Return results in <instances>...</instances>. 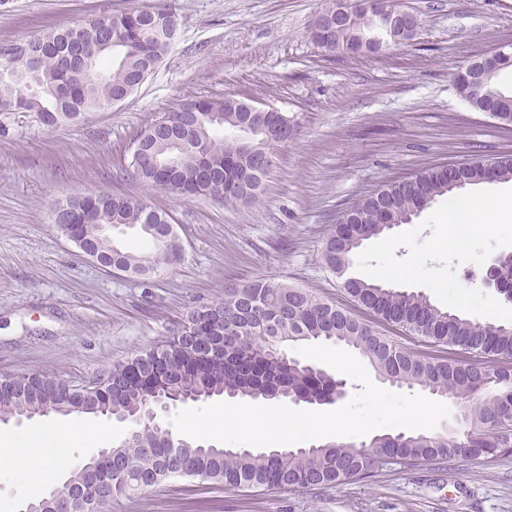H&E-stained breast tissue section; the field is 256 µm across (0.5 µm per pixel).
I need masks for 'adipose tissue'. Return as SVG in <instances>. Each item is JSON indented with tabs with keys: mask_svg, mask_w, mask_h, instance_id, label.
I'll list each match as a JSON object with an SVG mask.
<instances>
[{
	"mask_svg": "<svg viewBox=\"0 0 512 512\" xmlns=\"http://www.w3.org/2000/svg\"><path fill=\"white\" fill-rule=\"evenodd\" d=\"M0 476L20 470H37L40 477L51 480L68 460L65 441L56 428L37 426L21 436L1 435Z\"/></svg>",
	"mask_w": 512,
	"mask_h": 512,
	"instance_id": "1",
	"label": "adipose tissue"
}]
</instances>
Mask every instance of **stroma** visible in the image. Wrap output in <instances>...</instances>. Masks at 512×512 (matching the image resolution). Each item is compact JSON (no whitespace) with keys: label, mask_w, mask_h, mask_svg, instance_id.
Instances as JSON below:
<instances>
[{"label":"stroma","mask_w":512,"mask_h":512,"mask_svg":"<svg viewBox=\"0 0 512 512\" xmlns=\"http://www.w3.org/2000/svg\"><path fill=\"white\" fill-rule=\"evenodd\" d=\"M157 2L0 0V40ZM404 2L416 34L382 54L350 56L308 37L329 0H171L178 38L125 101L53 127L33 112L0 114V373L94 379L166 340L190 308L261 277L343 300L321 252L348 207L429 167L512 155V126L455 86L460 67L512 44V0ZM224 96L271 105L297 125L261 203L172 195L127 174L142 128L187 98ZM101 191L167 212L182 260L140 277L82 253L51 207ZM106 512H512V455L308 492L242 493L183 478L113 498Z\"/></svg>","instance_id":"35a3bbf8"}]
</instances>
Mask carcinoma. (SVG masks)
<instances>
[{
  "label": "carcinoma",
  "instance_id": "cac0c4a2",
  "mask_svg": "<svg viewBox=\"0 0 512 512\" xmlns=\"http://www.w3.org/2000/svg\"><path fill=\"white\" fill-rule=\"evenodd\" d=\"M175 9L165 3L147 18L134 9L96 17L83 25H62L22 41L0 42V112H35L43 124L73 121L104 108L115 96L132 95L171 48ZM319 48L346 54L370 39L391 37L368 19L354 16ZM108 56L119 58L110 71ZM489 86L496 100L460 95L478 111L492 107L497 120L512 125V93ZM233 96L186 100L150 123L134 139L128 170L132 177L173 195L203 196L226 205L260 202L270 167L238 146L236 131L249 120ZM292 139L282 123L255 134L258 154L271 155ZM465 184L487 182L480 161L456 172ZM458 189L447 169L420 171L416 181L401 179L366 196L349 212L355 223L334 226L322 260L341 279L347 302L314 295L306 288L256 279L224 289L213 304L194 307L171 338L112 365L107 381L89 391L66 387L58 377L30 371L11 375L0 387V421L50 415H94L122 419L135 429L110 448L112 463L103 474L112 491L130 496L177 479L216 484L227 491L304 492L371 481L397 466L452 460L476 461L512 453V323L484 324L456 310L434 305L420 291L396 288L348 274L364 242L399 224H409L436 199ZM54 209L64 213L59 231L112 254L122 272L149 275L181 260L171 217L140 198L75 194ZM137 228L148 241L143 251L122 250L103 237L100 226ZM395 327L421 339L430 352L414 351L379 330ZM332 341L355 348L378 376L398 386L417 387L451 401L462 413L461 431L438 434H382L368 442L336 441L288 452L232 451L212 443L182 439L173 444L142 421L159 401L214 397L289 400L323 404L340 382L313 362L289 356L290 343Z\"/></svg>",
  "mask_w": 512,
  "mask_h": 512
}]
</instances>
